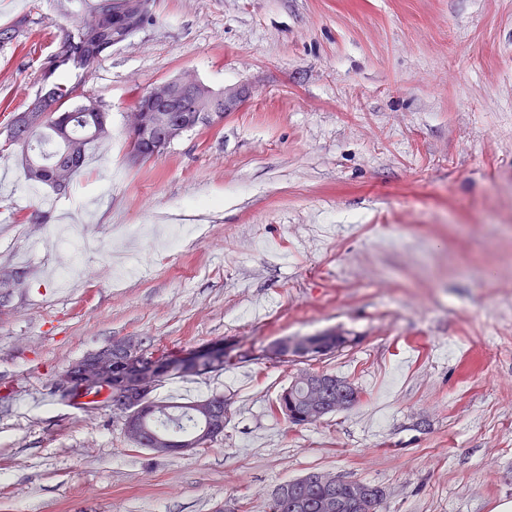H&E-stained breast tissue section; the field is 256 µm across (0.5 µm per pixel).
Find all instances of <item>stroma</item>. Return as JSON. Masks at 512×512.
<instances>
[{
    "label": "stroma",
    "instance_id": "1",
    "mask_svg": "<svg viewBox=\"0 0 512 512\" xmlns=\"http://www.w3.org/2000/svg\"><path fill=\"white\" fill-rule=\"evenodd\" d=\"M93 3L0 0V271H26L0 314V512H265L312 471L380 486L381 512L512 501V0H151L141 32L65 76L112 136L58 194L9 132ZM184 76L246 96L130 162L137 92ZM83 214L87 252L54 237ZM66 263L68 287L36 274ZM329 330L357 343L320 367L362 399L290 425L269 406L297 367L263 353ZM130 337L242 352L153 392L224 395L221 439L158 456L58 391Z\"/></svg>",
    "mask_w": 512,
    "mask_h": 512
}]
</instances>
